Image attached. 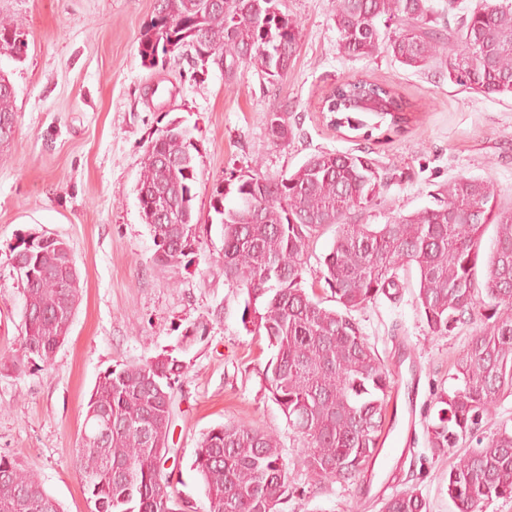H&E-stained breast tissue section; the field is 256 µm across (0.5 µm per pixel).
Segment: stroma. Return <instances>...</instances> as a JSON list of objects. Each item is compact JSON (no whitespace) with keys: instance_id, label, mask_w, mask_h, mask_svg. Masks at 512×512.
<instances>
[{"instance_id":"obj_1","label":"stroma","mask_w":512,"mask_h":512,"mask_svg":"<svg viewBox=\"0 0 512 512\" xmlns=\"http://www.w3.org/2000/svg\"><path fill=\"white\" fill-rule=\"evenodd\" d=\"M156 0H0L28 43L19 61L0 56L16 95L17 130L0 147V454L39 476L64 512H88L77 449L86 403L98 376L162 352H177L199 326L173 395L164 471L195 512L207 501L192 463L204 433L231 420L273 432L293 487L282 512H379L392 494L421 492L430 512H456L448 499L455 452L429 446L425 417L437 388L453 387V362L474 330L432 337L413 302L416 279L397 298L355 312L378 355L395 371L394 431L366 476L320 482L303 465L302 442L267 389L271 352L241 322L244 295L224 279L220 225L210 224L189 268L163 267L136 191L144 148L158 129L180 121L200 147L195 209L208 214L212 190L253 169L277 177L319 152L368 149L387 168L384 200L365 224L433 205L458 176L491 179L512 203V97H485L434 70L401 65L387 53L350 59L338 50L331 0H282L302 23L286 78L269 84L251 65L199 67L190 52L144 66L140 34ZM394 85L415 107L407 130L363 140L336 130L321 101L337 81ZM283 112L288 140L267 129ZM36 228L65 240L80 274V299L65 343L50 364L22 353L23 285L12 265L19 233Z\"/></svg>"}]
</instances>
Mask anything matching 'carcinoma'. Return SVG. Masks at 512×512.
<instances>
[{
	"mask_svg": "<svg viewBox=\"0 0 512 512\" xmlns=\"http://www.w3.org/2000/svg\"><path fill=\"white\" fill-rule=\"evenodd\" d=\"M157 0L140 34L138 53L152 68L159 55L188 47L195 63L252 65L277 84L288 74L301 36L300 21L280 0ZM446 19L437 29L432 23ZM340 52L367 58L383 51L404 66L437 68L448 82L473 93L512 95V0H334ZM394 24L383 32L379 21ZM19 25L0 19V54L17 60L27 51ZM324 112L336 129L369 136L403 133L410 103L390 84L339 81ZM14 120V89L0 74V120ZM268 129L286 141L285 115L269 112ZM199 147L178 121L159 130L144 149L138 196L149 225L156 263L187 267L201 244L202 217L194 208ZM386 168L362 154L320 152L277 178L255 170L230 175L212 190L207 220L221 225L224 277L244 294L241 321L262 336L273 355L268 391L303 441L302 463L322 482L359 477L379 456L393 370L378 356L352 312L404 288L400 272L416 270V308L434 337L448 335L475 315L483 228L496 226L484 290L490 314L454 360L450 390L435 393L427 425L430 447L442 454L467 443L506 396L512 395V205L502 206L489 178L459 176L442 186L437 205L384 224H363L352 214L381 203ZM163 204L169 218L157 221ZM325 225L336 235L319 278L336 307L322 305L305 287L306 255ZM29 230L13 256L35 273L23 281L24 350L50 363L65 342L76 307L65 285L70 252L60 238L42 245ZM187 368L162 353L101 374L87 402L79 470L90 512H186L169 491L162 462L169 451L172 389ZM193 468L208 501L206 512H280L289 478L277 437L242 421L204 433ZM448 498L456 512H484L495 499H512V427L501 425L457 456L448 471ZM0 512H63L37 475L0 454ZM381 512H430L414 489L387 498Z\"/></svg>",
	"mask_w": 512,
	"mask_h": 512,
	"instance_id": "1",
	"label": "carcinoma"
}]
</instances>
